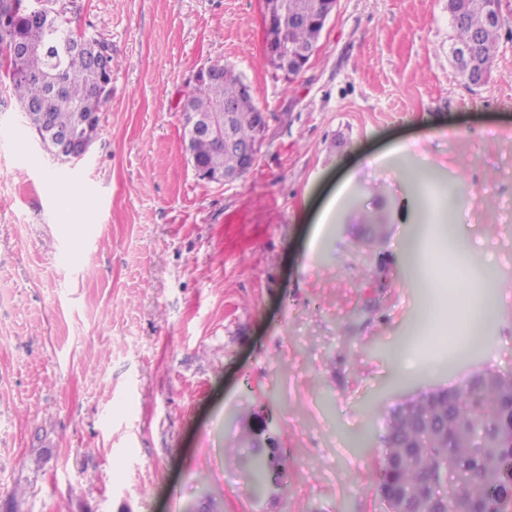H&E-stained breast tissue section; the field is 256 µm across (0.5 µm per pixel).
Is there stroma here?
Returning <instances> with one entry per match:
<instances>
[{
	"mask_svg": "<svg viewBox=\"0 0 512 512\" xmlns=\"http://www.w3.org/2000/svg\"><path fill=\"white\" fill-rule=\"evenodd\" d=\"M56 6L111 45L112 92L68 163L0 82V512H387L393 409L512 377V0L480 87L448 0H338L291 78L264 0ZM215 59L269 115L226 184L183 139ZM451 242L487 282L431 287ZM472 302L479 349L414 339Z\"/></svg>",
	"mask_w": 512,
	"mask_h": 512,
	"instance_id": "1",
	"label": "stroma"
}]
</instances>
